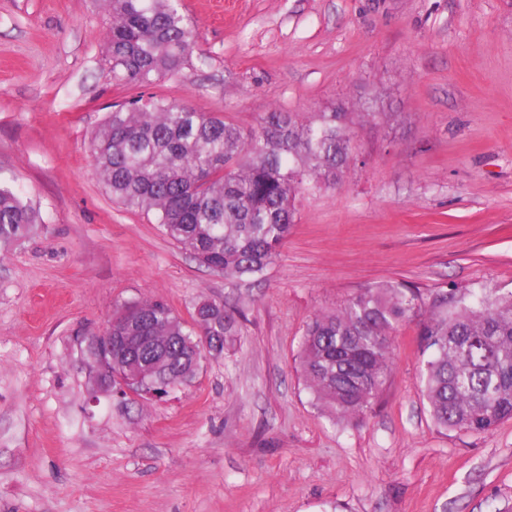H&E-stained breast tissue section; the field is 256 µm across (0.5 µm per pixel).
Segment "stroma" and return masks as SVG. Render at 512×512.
<instances>
[{
  "label": "stroma",
  "instance_id": "1",
  "mask_svg": "<svg viewBox=\"0 0 512 512\" xmlns=\"http://www.w3.org/2000/svg\"><path fill=\"white\" fill-rule=\"evenodd\" d=\"M182 2L205 62L154 94L246 131L343 106L351 161L231 286L96 172L92 133L141 93L105 74L101 0H0V183L40 224L0 256V512H512V420L431 417L427 312L359 419L318 407L299 368L305 322L368 285L512 291V0ZM153 297L245 319L166 400L92 397L85 336Z\"/></svg>",
  "mask_w": 512,
  "mask_h": 512
}]
</instances>
